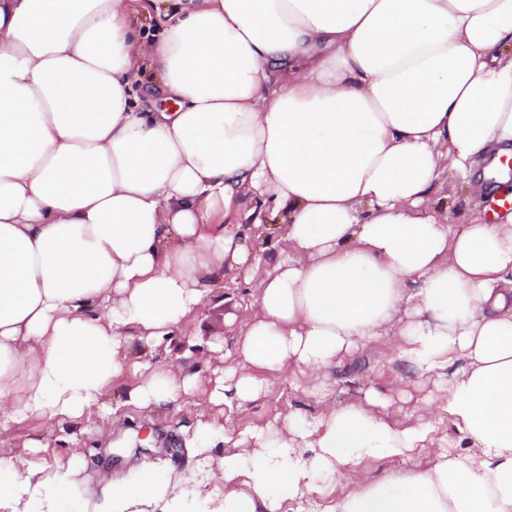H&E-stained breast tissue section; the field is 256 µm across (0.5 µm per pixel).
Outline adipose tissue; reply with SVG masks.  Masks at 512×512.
Here are the masks:
<instances>
[{"label":"adipose tissue","mask_w":512,"mask_h":512,"mask_svg":"<svg viewBox=\"0 0 512 512\" xmlns=\"http://www.w3.org/2000/svg\"><path fill=\"white\" fill-rule=\"evenodd\" d=\"M144 74L174 110L138 111ZM511 156L512 0H0V434L37 415L110 438L131 364L135 409L195 394L128 337L158 344L263 265L209 406L398 336L414 371H451L437 410L467 442L375 480L428 420L329 404L235 439L222 490L148 462L90 481L78 448L0 457V512H288L346 477L322 512H512V211L432 202L448 165L512 199Z\"/></svg>","instance_id":"1"}]
</instances>
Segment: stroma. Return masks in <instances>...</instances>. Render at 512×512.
<instances>
[{"label":"stroma","instance_id":"35a3bbf8","mask_svg":"<svg viewBox=\"0 0 512 512\" xmlns=\"http://www.w3.org/2000/svg\"><path fill=\"white\" fill-rule=\"evenodd\" d=\"M250 300L246 288L225 279L213 305L176 331L173 341L178 343L196 336L201 339L194 347L195 358L184 364L185 372L197 374L205 383L214 371L233 365V358L210 351L209 346L233 342L238 326L229 315L234 304L244 305ZM140 380V375L129 370L112 384L109 398L117 409L112 416L111 439L99 440L90 430L71 424L51 429L44 419L33 417L0 436V456L19 458L33 468L64 467L69 461V447L76 442L85 451L87 466L83 476L89 480L97 479L102 471L122 472L147 459L220 489L224 486V473L215 460L224 453V436H239L295 411L313 418L323 399L339 405L361 404L371 388L393 399L400 411L399 423L405 427L414 424L417 415L427 414L429 403L438 394L435 382L409 370L398 350L386 349L376 342L344 358L321 381L306 380L292 366L256 402L225 411L205 409L203 418L214 423L217 434L208 452L213 462L202 466L182 452L185 428L191 422L187 409L169 406L146 415L125 405L130 387Z\"/></svg>","mask_w":512,"mask_h":512}]
</instances>
